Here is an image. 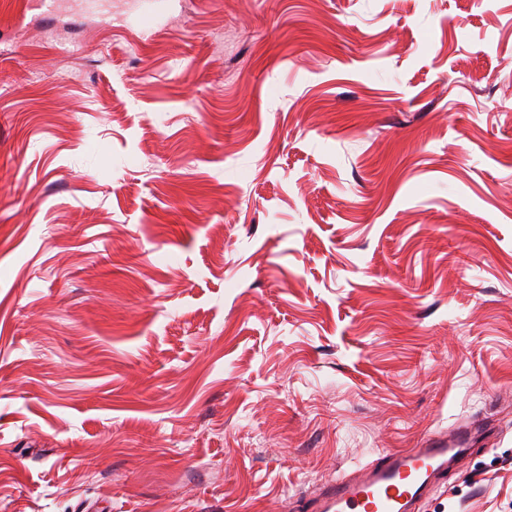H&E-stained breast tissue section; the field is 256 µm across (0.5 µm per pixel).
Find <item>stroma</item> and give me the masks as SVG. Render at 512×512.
Returning <instances> with one entry per match:
<instances>
[{
    "instance_id": "stroma-1",
    "label": "stroma",
    "mask_w": 512,
    "mask_h": 512,
    "mask_svg": "<svg viewBox=\"0 0 512 512\" xmlns=\"http://www.w3.org/2000/svg\"><path fill=\"white\" fill-rule=\"evenodd\" d=\"M477 423L420 512H512V0H0V512Z\"/></svg>"
}]
</instances>
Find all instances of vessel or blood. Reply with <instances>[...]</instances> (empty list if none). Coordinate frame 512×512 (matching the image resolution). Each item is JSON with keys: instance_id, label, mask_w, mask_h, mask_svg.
I'll return each instance as SVG.
<instances>
[{"instance_id": "b4317fda", "label": "vessel or blood", "mask_w": 512, "mask_h": 512, "mask_svg": "<svg viewBox=\"0 0 512 512\" xmlns=\"http://www.w3.org/2000/svg\"><path fill=\"white\" fill-rule=\"evenodd\" d=\"M473 435L464 429L434 436L428 447L389 451L374 463L336 478L314 499L315 512H416L438 475Z\"/></svg>"}]
</instances>
